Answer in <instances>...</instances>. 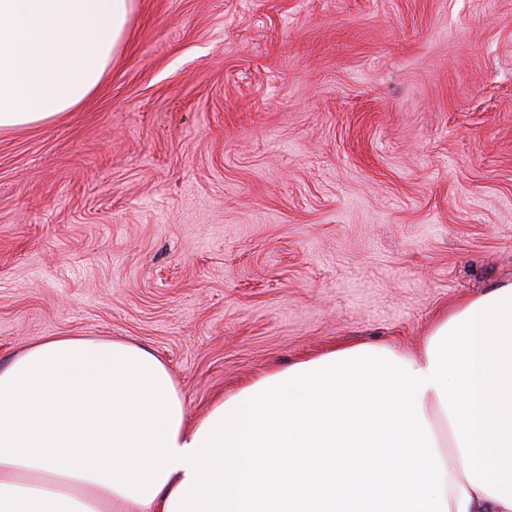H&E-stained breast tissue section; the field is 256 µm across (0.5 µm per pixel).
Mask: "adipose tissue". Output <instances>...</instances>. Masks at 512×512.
I'll use <instances>...</instances> for the list:
<instances>
[{"instance_id":"ef3b65f1","label":"adipose tissue","mask_w":512,"mask_h":512,"mask_svg":"<svg viewBox=\"0 0 512 512\" xmlns=\"http://www.w3.org/2000/svg\"><path fill=\"white\" fill-rule=\"evenodd\" d=\"M134 0H0V132L85 103ZM0 512H512V282L412 351L359 344L216 400L167 364L50 336L0 367Z\"/></svg>"}]
</instances>
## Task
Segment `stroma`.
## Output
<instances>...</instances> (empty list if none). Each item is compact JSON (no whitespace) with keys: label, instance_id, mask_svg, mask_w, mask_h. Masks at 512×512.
I'll return each mask as SVG.
<instances>
[{"label":"stroma","instance_id":"stroma-1","mask_svg":"<svg viewBox=\"0 0 512 512\" xmlns=\"http://www.w3.org/2000/svg\"><path fill=\"white\" fill-rule=\"evenodd\" d=\"M512 281V0H135L97 94L0 133V366L123 337L187 417Z\"/></svg>","mask_w":512,"mask_h":512}]
</instances>
